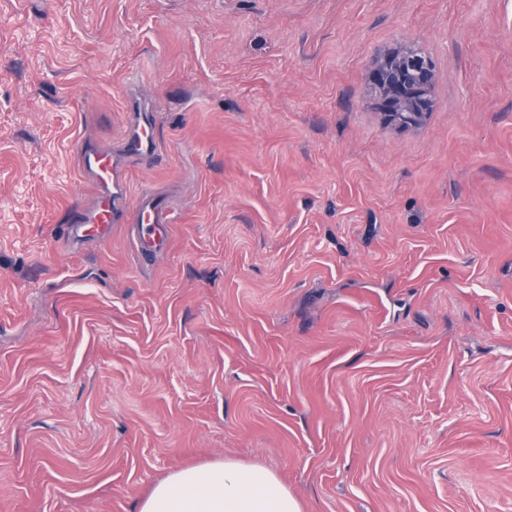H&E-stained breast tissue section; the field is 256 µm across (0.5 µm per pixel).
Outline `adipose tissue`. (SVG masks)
Returning <instances> with one entry per match:
<instances>
[{"mask_svg": "<svg viewBox=\"0 0 512 512\" xmlns=\"http://www.w3.org/2000/svg\"><path fill=\"white\" fill-rule=\"evenodd\" d=\"M138 512H303L269 468L224 459L169 474L143 496Z\"/></svg>", "mask_w": 512, "mask_h": 512, "instance_id": "obj_1", "label": "adipose tissue"}]
</instances>
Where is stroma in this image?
I'll use <instances>...</instances> for the list:
<instances>
[{
    "mask_svg": "<svg viewBox=\"0 0 512 512\" xmlns=\"http://www.w3.org/2000/svg\"><path fill=\"white\" fill-rule=\"evenodd\" d=\"M410 44L402 128L372 74ZM84 146L127 190L63 245ZM224 459L304 512H512V0H0V512ZM434 65L420 49L405 47L376 68L374 85L388 121L400 127L420 122L432 105ZM125 152L131 156L152 158L157 153L153 135V115L134 112L129 107V126L125 137ZM173 223V211L150 190L142 192L141 202L133 214L132 224L138 226L141 233L142 252L151 253L160 249L169 234Z\"/></svg>",
    "mask_w": 512,
    "mask_h": 512,
    "instance_id": "obj_1",
    "label": "stroma"
}]
</instances>
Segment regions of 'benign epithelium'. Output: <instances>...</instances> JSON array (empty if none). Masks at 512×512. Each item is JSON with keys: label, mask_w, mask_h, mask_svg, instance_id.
I'll return each mask as SVG.
<instances>
[{"label": "benign epithelium", "mask_w": 512, "mask_h": 512, "mask_svg": "<svg viewBox=\"0 0 512 512\" xmlns=\"http://www.w3.org/2000/svg\"><path fill=\"white\" fill-rule=\"evenodd\" d=\"M434 65L420 49L405 47L376 68L374 85L388 121L409 127L420 122L432 105Z\"/></svg>", "instance_id": "7a95c632"}]
</instances>
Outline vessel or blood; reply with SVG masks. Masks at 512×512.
Returning <instances> with one entry per match:
<instances>
[{
	"mask_svg": "<svg viewBox=\"0 0 512 512\" xmlns=\"http://www.w3.org/2000/svg\"><path fill=\"white\" fill-rule=\"evenodd\" d=\"M125 151L131 156L154 157L157 144L153 135L152 116L130 112ZM77 165L84 175L94 181L98 194L92 206L82 210L77 218L67 225L66 237L70 240L104 237L112 226L113 192L120 189L123 183L119 163L110 153L83 149L77 153ZM132 222L141 233L142 252L150 253L164 245L173 222V211L152 191L146 190L142 193Z\"/></svg>",
	"mask_w": 512,
	"mask_h": 512,
	"instance_id": "obj_1",
	"label": "vessel or blood"
}]
</instances>
